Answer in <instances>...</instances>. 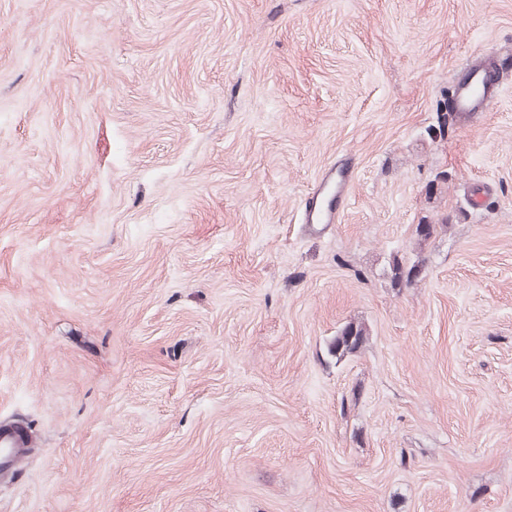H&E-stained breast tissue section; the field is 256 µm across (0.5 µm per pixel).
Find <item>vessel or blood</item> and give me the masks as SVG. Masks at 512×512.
Here are the masks:
<instances>
[{
  "instance_id": "obj_1",
  "label": "vessel or blood",
  "mask_w": 512,
  "mask_h": 512,
  "mask_svg": "<svg viewBox=\"0 0 512 512\" xmlns=\"http://www.w3.org/2000/svg\"><path fill=\"white\" fill-rule=\"evenodd\" d=\"M512 72V49L499 48L484 57L465 62L454 74V89L448 98V113L455 120H463L473 112L487 111L497 100L506 74ZM351 171L347 165L330 167L303 209L304 222L309 228L332 224L338 218L337 210L326 206L325 193H334L337 202L347 198ZM34 444V435L28 425L8 423L0 425V475L15 477Z\"/></svg>"
}]
</instances>
